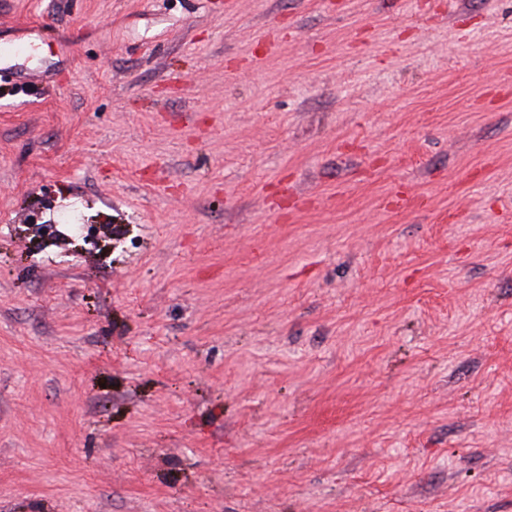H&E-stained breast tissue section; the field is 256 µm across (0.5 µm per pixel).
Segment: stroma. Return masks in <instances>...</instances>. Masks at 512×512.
Segmentation results:
<instances>
[{
  "label": "stroma",
  "mask_w": 512,
  "mask_h": 512,
  "mask_svg": "<svg viewBox=\"0 0 512 512\" xmlns=\"http://www.w3.org/2000/svg\"><path fill=\"white\" fill-rule=\"evenodd\" d=\"M21 26L0 512H512V0Z\"/></svg>",
  "instance_id": "obj_1"
}]
</instances>
